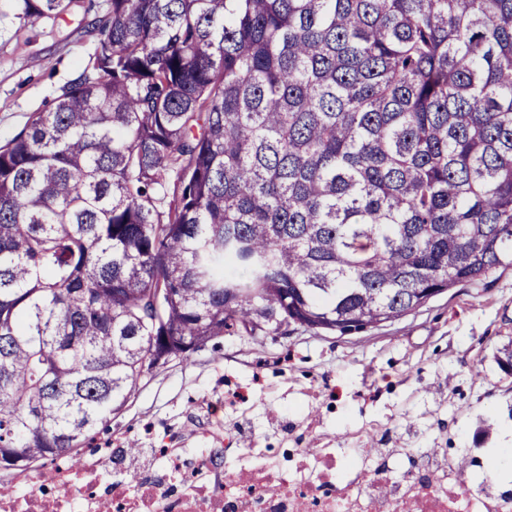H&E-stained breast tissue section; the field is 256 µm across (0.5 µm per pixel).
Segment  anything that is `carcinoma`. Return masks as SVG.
I'll return each instance as SVG.
<instances>
[{
	"mask_svg": "<svg viewBox=\"0 0 512 512\" xmlns=\"http://www.w3.org/2000/svg\"><path fill=\"white\" fill-rule=\"evenodd\" d=\"M72 0H0V37ZM0 145V469L65 460L158 336L341 334L512 267V0H109Z\"/></svg>",
	"mask_w": 512,
	"mask_h": 512,
	"instance_id": "1",
	"label": "carcinoma"
}]
</instances>
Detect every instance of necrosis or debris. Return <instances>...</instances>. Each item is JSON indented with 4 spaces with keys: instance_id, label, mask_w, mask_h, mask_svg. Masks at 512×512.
Segmentation results:
<instances>
[{
    "instance_id": "4bbe7bcc",
    "label": "necrosis or debris",
    "mask_w": 512,
    "mask_h": 512,
    "mask_svg": "<svg viewBox=\"0 0 512 512\" xmlns=\"http://www.w3.org/2000/svg\"><path fill=\"white\" fill-rule=\"evenodd\" d=\"M285 464L250 452L247 466L217 470L212 459L198 469L202 484L171 496L173 474L161 481L122 479L108 497L112 512H512V496L492 481L470 491L447 461L404 452L396 472L394 457L368 458L361 448H303ZM50 491L33 489L24 498L0 497V512H100L96 480L76 482L60 464L43 473Z\"/></svg>"
}]
</instances>
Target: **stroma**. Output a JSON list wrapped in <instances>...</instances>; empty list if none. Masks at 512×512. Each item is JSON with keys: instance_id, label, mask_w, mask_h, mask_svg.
<instances>
[{"instance_id": "1", "label": "stroma", "mask_w": 512, "mask_h": 512, "mask_svg": "<svg viewBox=\"0 0 512 512\" xmlns=\"http://www.w3.org/2000/svg\"><path fill=\"white\" fill-rule=\"evenodd\" d=\"M0 39V144L48 111L93 56L87 5ZM512 343V268L460 284L391 322L348 335L284 328L224 336L145 373L124 409L82 448L101 485L120 471L110 456L136 441L196 456L220 448L235 465L243 448L283 457L294 448L441 449L474 457L477 488L491 448H512V376L494 356Z\"/></svg>"}]
</instances>
